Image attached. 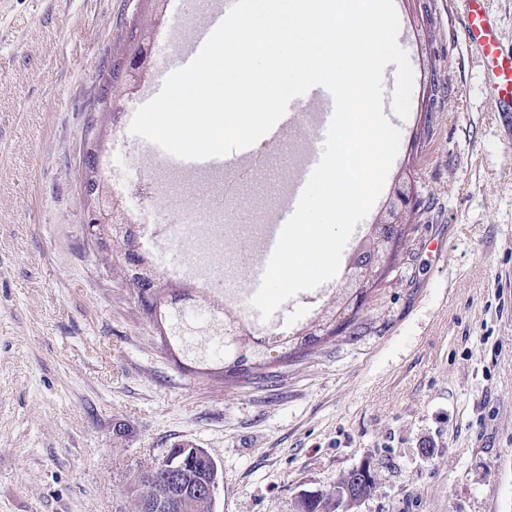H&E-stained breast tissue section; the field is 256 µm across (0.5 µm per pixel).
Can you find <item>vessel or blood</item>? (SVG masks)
Listing matches in <instances>:
<instances>
[{"instance_id": "b4317fda", "label": "vessel or blood", "mask_w": 512, "mask_h": 512, "mask_svg": "<svg viewBox=\"0 0 512 512\" xmlns=\"http://www.w3.org/2000/svg\"><path fill=\"white\" fill-rule=\"evenodd\" d=\"M234 2L235 0H213L210 9L197 22L189 38L182 41L173 36L165 39L166 56L157 66L149 88L143 95L144 100H151L168 75L187 66L194 59L207 38L224 20ZM460 5L463 11L465 42L481 66L488 109L499 114L503 122L512 127V47L504 44L503 34L490 9L489 0H461ZM309 112L316 115L314 135L289 182L288 195L283 204L285 211L289 213L294 212L309 175L322 157L326 132L334 112L332 95L324 87L316 86L304 95L294 98L284 116L264 137L266 144L275 145L286 129L300 126L305 114ZM142 146L169 168L193 176L229 171L242 175L253 174L263 162L257 148L253 146L232 151L223 157L197 160L176 158L147 140L143 141ZM282 227V222L277 221L267 229L259 247V257L249 266V292L257 291Z\"/></svg>"}]
</instances>
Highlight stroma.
Masks as SVG:
<instances>
[{"label":"stroma","instance_id":"obj_1","mask_svg":"<svg viewBox=\"0 0 512 512\" xmlns=\"http://www.w3.org/2000/svg\"><path fill=\"white\" fill-rule=\"evenodd\" d=\"M147 0H0V512H133L137 469L204 449L216 512H299L370 459L359 512H512V134L489 112L459 0H402L435 82L413 73L392 172L422 209L406 254L330 339L266 380L182 371L83 231L76 175L97 75ZM286 130L235 212L245 239L295 156ZM433 235L446 258L425 248ZM332 278L270 323L300 329ZM126 436H118V429Z\"/></svg>","mask_w":512,"mask_h":512}]
</instances>
